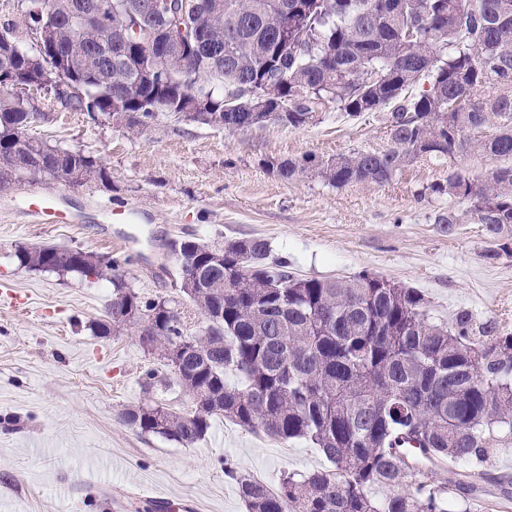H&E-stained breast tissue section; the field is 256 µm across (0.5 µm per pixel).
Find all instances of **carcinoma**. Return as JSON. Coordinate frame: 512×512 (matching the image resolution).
<instances>
[{"instance_id": "carcinoma-1", "label": "carcinoma", "mask_w": 512, "mask_h": 512, "mask_svg": "<svg viewBox=\"0 0 512 512\" xmlns=\"http://www.w3.org/2000/svg\"><path fill=\"white\" fill-rule=\"evenodd\" d=\"M40 25L57 33L55 73L45 77L34 57L14 51L16 26L0 23V74L24 72L44 85L59 73L82 79L75 110L121 108L116 126L140 133L196 96L207 98L192 123L243 133L272 121L291 129L312 123L326 105L351 117L390 109L389 147L323 159L306 154L264 162L285 182L312 176L341 188L386 184L418 158L448 165L430 192L470 203L484 226V257L512 254V0H198L203 18L149 13L162 41L194 42L193 68L158 60L134 29L105 40L79 28L78 17L98 0H29ZM153 0H120L112 27ZM288 53L278 52L284 11ZM159 67L161 81L138 83L141 70ZM429 87L415 95L420 81ZM271 82L268 111H251L249 97L227 99L234 83ZM126 85L117 106L113 92ZM461 104L449 109L448 101ZM36 113L18 96L0 94V188L24 180H61L74 186L111 184L108 169L80 152L28 134ZM491 162L480 176L459 165L465 156ZM443 232L461 223L453 209L437 216ZM181 291L207 326L190 332L180 304L136 292L126 280L130 257L79 249L21 246L20 265L41 264L112 284L99 336H115L147 313L156 328L141 346L184 370L177 384L191 410L177 413L143 403L121 413L144 434L181 444L205 436L222 416L248 431L283 441L303 439L331 468L285 473L273 489L224 464L247 512H450L456 487L432 468H420L406 448L432 462L475 465L512 447V331L495 321L476 323L466 311L437 322L416 288L361 272L301 278L288 261L270 259L260 237L227 241L218 249L196 238L168 243ZM229 373L242 379L230 384Z\"/></svg>"}]
</instances>
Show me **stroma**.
Here are the masks:
<instances>
[{"label": "stroma", "mask_w": 512, "mask_h": 512, "mask_svg": "<svg viewBox=\"0 0 512 512\" xmlns=\"http://www.w3.org/2000/svg\"><path fill=\"white\" fill-rule=\"evenodd\" d=\"M19 95L37 114L31 136L98 159L112 186L38 179L0 190V512H155L158 496L187 512H247L225 463L273 487L283 473L329 466L305 441L221 417L192 445L121 422V412L143 402L184 412L191 400L175 384L145 388L146 373L163 364L131 332L95 335L111 283L25 268L17 246L116 256L118 241L130 240L129 283L144 296L183 302L194 328L202 318L184 303L167 248L178 236L211 245L257 236L301 275L366 271L422 291L438 320L464 310L475 322L512 330V257L485 259L486 232L466 218L467 203L427 192L445 179L447 165L421 159L390 183L339 189L317 177L284 182L263 166L383 149L387 111L350 118L330 105L300 129L268 123L235 135L163 116L131 134L74 111L53 91ZM36 196L74 223H42L28 210ZM117 206L125 220L112 215ZM451 207L464 219L448 235L435 218ZM478 470L477 488L460 485L456 502L471 503L473 512H512V447Z\"/></svg>", "instance_id": "obj_1"}]
</instances>
